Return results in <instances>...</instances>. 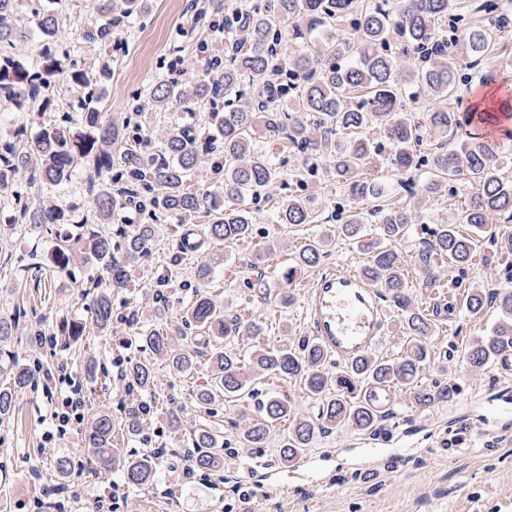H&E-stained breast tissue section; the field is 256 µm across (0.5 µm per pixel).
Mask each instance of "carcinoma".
<instances>
[{"label": "carcinoma", "mask_w": 512, "mask_h": 512, "mask_svg": "<svg viewBox=\"0 0 512 512\" xmlns=\"http://www.w3.org/2000/svg\"><path fill=\"white\" fill-rule=\"evenodd\" d=\"M20 0H0V101L40 127L34 138L26 126L0 135V206L13 210L14 223L36 226L47 237L60 224L92 225L90 231L54 244L56 263L75 284L91 295V321L100 333L112 329V289L138 296L144 285L140 263L156 238L157 226L168 218L181 224H201L208 240L236 242L253 233L249 205L269 203L270 190L288 176V151L300 158L301 169L323 163L347 204L338 208L342 223L336 233L355 241L370 254L363 269L369 283L383 291L401 316L410 347L398 360L371 354L331 372L328 356L315 344L257 348L251 362L218 347L210 357L211 377L196 391V403L206 412L219 396L251 393L265 377H297L317 403L311 416H295L288 399L270 396L257 408L244 430L248 448L260 447L270 429L288 421V437L280 450L283 464L297 460L301 449L326 428L350 427L367 433L384 419L390 393L407 390L412 405L429 407L448 402L457 393L456 380L434 388L418 381L429 368L428 339L441 310L421 308L413 300V285L403 273L405 260L392 242L410 234L415 207L398 198L407 187L404 176L421 167V192L428 198L471 191L458 222L438 224L432 239L418 253V288L432 292L444 287L447 262L464 267L483 240L492 246L490 258L512 260V236L499 245L493 215L512 222V179L500 167L496 138L474 130L484 121L461 111L457 88L473 79L512 83V76L483 68L508 38L507 4L501 0H253L241 9L228 0H210L196 11L203 32L186 51L179 30L167 72L147 80L134 97L119 127L103 120L95 104L112 78L119 58L117 34L148 14L150 0H94L99 22L77 26L76 38L59 35V17L40 16L39 63L19 64L16 43L31 37L19 14ZM315 34L316 50H298L281 68L274 64L281 44L302 30ZM67 99H61L62 88ZM437 107L417 112L420 96ZM205 112L201 125L176 118L161 130L147 124L148 112ZM377 129L384 142L371 138ZM436 134L459 148L442 147L424 156L417 150ZM282 146L279 153L259 147V141ZM83 180V194L53 197L44 188L58 186L73 174ZM277 224H322L324 213L310 195H290L277 202ZM467 224L464 235L457 224ZM376 226L367 237L366 225ZM85 242L103 278L82 279L75 244ZM331 236L324 234L294 257L293 269L316 265ZM499 318L483 336L463 347V361L481 370L504 354H512V289L496 293ZM487 304L481 285L468 287L460 311L479 316ZM264 313L247 321L224 314L209 293H197L185 321L217 343L247 334L260 335ZM175 344L169 330L148 324L139 341L164 359L176 373H190L196 350L184 334ZM0 420L15 406L16 389L32 383L27 364L12 358L0 362ZM128 389L148 391L155 370L148 360L129 363ZM143 425L140 404L123 407L120 419L106 413L90 417L83 432L85 447L106 468H118L123 481L144 487L153 478L154 461L147 454H127L112 443L120 430L137 437ZM188 456L193 467L211 472L224 465V436L199 428L193 432Z\"/></svg>", "instance_id": "1"}]
</instances>
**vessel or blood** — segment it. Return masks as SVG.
<instances>
[{
	"label": "vessel or blood",
	"mask_w": 512,
	"mask_h": 512,
	"mask_svg": "<svg viewBox=\"0 0 512 512\" xmlns=\"http://www.w3.org/2000/svg\"><path fill=\"white\" fill-rule=\"evenodd\" d=\"M305 309L315 345L337 361L354 362L379 343L386 310L360 272L322 276L309 291Z\"/></svg>",
	"instance_id": "b4317fda"
}]
</instances>
